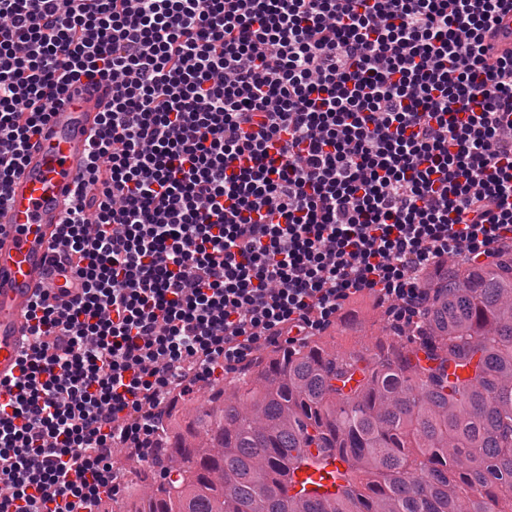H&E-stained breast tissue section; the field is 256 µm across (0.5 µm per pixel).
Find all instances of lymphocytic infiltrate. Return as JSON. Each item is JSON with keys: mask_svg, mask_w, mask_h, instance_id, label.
I'll use <instances>...</instances> for the list:
<instances>
[{"mask_svg": "<svg viewBox=\"0 0 512 512\" xmlns=\"http://www.w3.org/2000/svg\"><path fill=\"white\" fill-rule=\"evenodd\" d=\"M512 0H0V190L112 85L0 414V512H103L175 392L512 246Z\"/></svg>", "mask_w": 512, "mask_h": 512, "instance_id": "1", "label": "lymphocytic infiltrate"}]
</instances>
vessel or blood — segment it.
<instances>
[{"instance_id":"vessel-or-blood-1","label":"vessel or blood","mask_w":512,"mask_h":512,"mask_svg":"<svg viewBox=\"0 0 512 512\" xmlns=\"http://www.w3.org/2000/svg\"><path fill=\"white\" fill-rule=\"evenodd\" d=\"M111 101L112 86L105 81L75 91L52 112L28 149L22 173L8 185L0 208V403L9 401L8 389L20 375L21 338L28 333L34 295L65 285L51 271L50 248L61 242L63 212L85 167L89 136ZM302 454L308 464L283 476L291 493L334 494L339 458L319 457L314 448Z\"/></svg>"}]
</instances>
